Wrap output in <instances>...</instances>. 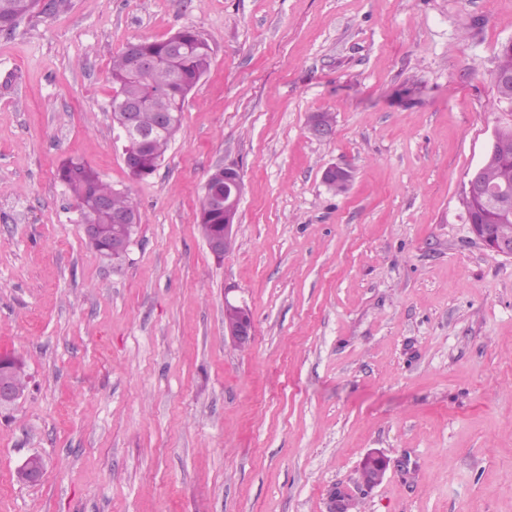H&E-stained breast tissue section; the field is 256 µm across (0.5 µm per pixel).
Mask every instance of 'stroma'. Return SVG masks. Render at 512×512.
Instances as JSON below:
<instances>
[{
  "instance_id": "obj_1",
  "label": "stroma",
  "mask_w": 512,
  "mask_h": 512,
  "mask_svg": "<svg viewBox=\"0 0 512 512\" xmlns=\"http://www.w3.org/2000/svg\"><path fill=\"white\" fill-rule=\"evenodd\" d=\"M71 3L0 36V352L29 381L0 406V512H325L335 485L358 512H512V258L461 206L512 125L491 82L512 0ZM187 28L211 68L133 179L111 59ZM71 158L137 204L122 257L86 242ZM220 164L244 192L218 259L196 213ZM374 451L410 467L367 491ZM470 223L475 238L485 249L492 253L512 258V240L500 239L485 227H483L481 234H478L475 230L476 224H472V219L470 220ZM224 308H231L237 312V317L234 321H232L235 318L234 312H224V321H232L224 324V332L235 343L245 347L248 344L246 342H250L254 335V320L251 309L243 301L235 302L230 301L228 298L224 300Z\"/></svg>"
}]
</instances>
